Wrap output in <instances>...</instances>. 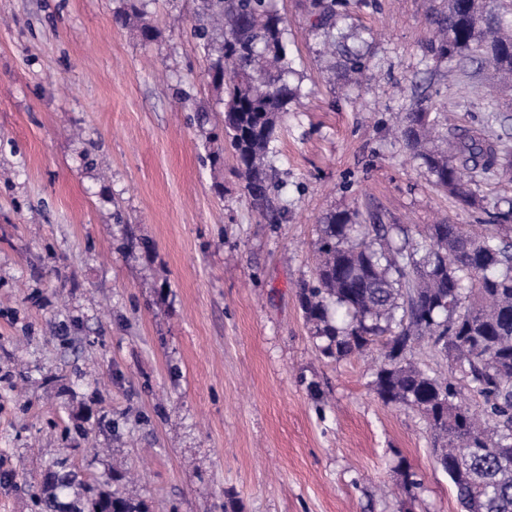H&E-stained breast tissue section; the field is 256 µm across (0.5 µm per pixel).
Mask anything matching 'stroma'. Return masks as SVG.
<instances>
[{
  "label": "stroma",
  "instance_id": "35a3bbf8",
  "mask_svg": "<svg viewBox=\"0 0 512 512\" xmlns=\"http://www.w3.org/2000/svg\"><path fill=\"white\" fill-rule=\"evenodd\" d=\"M125 5L0 0V512H34L56 458L84 497L150 512H463L425 418L374 390L383 347L322 357L298 292L330 212L416 243L512 206L492 176L462 208L391 133L428 97L512 146V101L486 110L493 65L452 82L427 55L447 0H346L332 53L309 0H276L301 94L270 224L193 119L224 111L196 0H152L149 43L116 24Z\"/></svg>",
  "mask_w": 512,
  "mask_h": 512
}]
</instances>
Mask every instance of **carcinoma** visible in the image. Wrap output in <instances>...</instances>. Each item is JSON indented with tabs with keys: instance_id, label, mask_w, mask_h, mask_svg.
<instances>
[{
	"instance_id": "cac0c4a2",
	"label": "carcinoma",
	"mask_w": 512,
	"mask_h": 512,
	"mask_svg": "<svg viewBox=\"0 0 512 512\" xmlns=\"http://www.w3.org/2000/svg\"><path fill=\"white\" fill-rule=\"evenodd\" d=\"M149 0H127L115 16L121 26L139 22L142 40L156 36L144 19ZM336 0H311L324 28L336 25ZM495 8L491 27L483 14ZM448 0V12L432 20L437 32L427 52L448 66L481 57L491 41L500 55L501 89L512 86V0L494 6ZM194 37L209 71L220 74L224 93V149L230 151L252 207L269 223L277 187L271 158L277 129L299 96L290 80L288 38L273 0H198ZM441 113L434 105L404 113L397 133L425 168L431 183L464 206L479 205L478 187L493 170L512 171V149L485 126L448 130L433 143ZM499 223L428 224L424 244L408 245L398 224H362L354 212H331L317 241L312 281L303 283V317L321 355L340 359L385 348L375 386L386 404L417 409L444 439L440 465L464 512H512V208ZM421 342L444 349L451 374L434 376L407 359ZM477 397L475 412L464 399ZM72 469H50L39 497L41 512H149L119 492L82 500Z\"/></svg>"
}]
</instances>
